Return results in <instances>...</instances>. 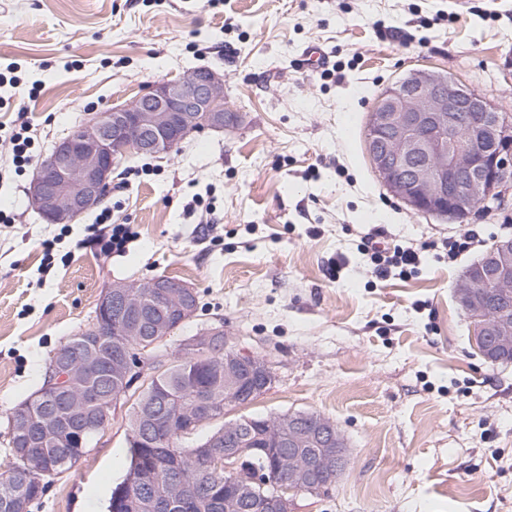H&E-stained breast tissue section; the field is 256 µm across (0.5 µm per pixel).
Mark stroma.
Returning <instances> with one entry per match:
<instances>
[{
    "label": "stroma",
    "mask_w": 512,
    "mask_h": 512,
    "mask_svg": "<svg viewBox=\"0 0 512 512\" xmlns=\"http://www.w3.org/2000/svg\"><path fill=\"white\" fill-rule=\"evenodd\" d=\"M310 45L333 76L299 70ZM0 61L20 79L0 140L25 113L42 160L94 111L196 68L223 72L225 104L245 116L164 158L119 161L105 204L137 233L119 256L95 245L96 212L48 224L31 209L36 167H0V209L15 216L0 223V471L9 416L102 292L169 276L199 300L170 358L179 337L220 324L271 364V386L227 420L315 413L347 437V469L295 512H512V362L485 360L454 298L512 236V196L463 224L417 214L366 147L381 92L413 69L512 114V0H0ZM369 234L418 250L417 272L376 278L359 251ZM128 410L30 512H107L129 465Z\"/></svg>",
    "instance_id": "1"
}]
</instances>
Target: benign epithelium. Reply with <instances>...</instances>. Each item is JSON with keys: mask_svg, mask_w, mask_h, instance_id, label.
<instances>
[{"mask_svg": "<svg viewBox=\"0 0 512 512\" xmlns=\"http://www.w3.org/2000/svg\"><path fill=\"white\" fill-rule=\"evenodd\" d=\"M224 106V75L198 68L171 80L155 82L123 104L96 113L69 136L56 143L28 189L31 208L49 224H72L100 206L110 187L112 167L129 146L139 154L169 153L190 134L229 127ZM471 113L464 137H458L459 113ZM512 115L495 110L484 95L471 91L455 78L413 70L389 86L368 120L367 149L384 186L412 210L438 219L461 220L469 203L499 201L512 189ZM461 278L455 301L469 316L475 335L494 348L512 347V240L499 244ZM161 294L169 314L142 317L147 291ZM196 295L184 282L156 277L142 282H117L99 300L98 314L119 315L126 336H134L142 351H152L155 363H166L163 346L172 330L196 313ZM187 357L224 352V405L243 406L263 394L273 374L267 359L242 347L224 331L212 326L180 342ZM121 369L132 382L144 374L141 362L122 353L107 364L97 353V343L86 338L66 351L58 350L46 372L44 386L18 407L25 436L20 455L27 464L24 483L43 468H56L63 460L41 454L36 448L59 439L65 424L79 426L84 442L104 428L87 413L90 405L104 401V381ZM79 381L76 400L59 393ZM164 409L176 411L178 420L195 432L206 423L222 419L198 406H183L159 394ZM263 439L268 448H282L278 468L288 482L275 485L266 470L248 459L242 446L257 438L256 423L241 417L224 424V432L207 437V446L224 451V469L237 477L244 492L259 500L258 512H294L291 496L296 485L313 491L320 475L336 468L341 475L349 460L343 432L330 419L304 413L270 416ZM274 490L264 493V489Z\"/></svg>", "mask_w": 512, "mask_h": 512, "instance_id": "1", "label": "benign epithelium"}]
</instances>
